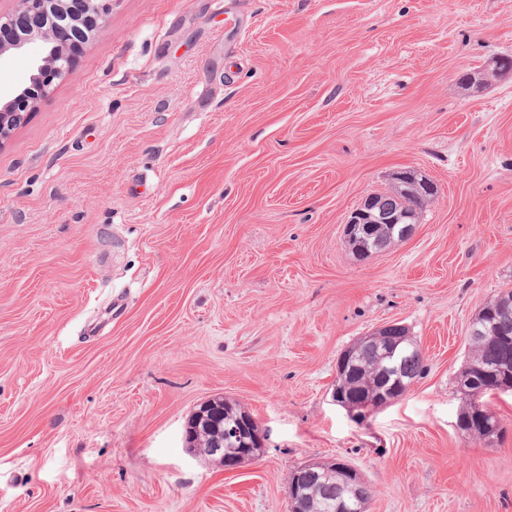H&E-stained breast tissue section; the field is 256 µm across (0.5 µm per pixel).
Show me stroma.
<instances>
[{
  "label": "stroma",
  "mask_w": 512,
  "mask_h": 512,
  "mask_svg": "<svg viewBox=\"0 0 512 512\" xmlns=\"http://www.w3.org/2000/svg\"><path fill=\"white\" fill-rule=\"evenodd\" d=\"M512 0H112L0 148V512H288L337 459L368 512H512L498 438L461 435L469 326L512 289ZM437 193L359 257L398 172ZM406 326L427 370L358 422L337 361ZM258 422L225 470L200 405ZM418 214L408 211L390 213L381 207L379 196L373 192L367 194L361 203L350 212L345 220L344 232L348 242L354 248L350 240L359 243L357 253L365 256L371 254L367 240L368 224H373L371 239L374 242L375 253H380L390 248L396 242V238L390 235L387 224L392 228L396 236L401 240L409 238L418 223ZM210 403H216L217 405L223 406L225 416L227 412L230 414L231 419L229 423L224 425V441L219 438L216 439L211 448L210 445L212 439L206 441V439L201 438L196 440L197 443L194 446L195 448H211L210 451L213 454L220 455L222 457L225 453L233 455L238 451L237 448L239 446L234 434L227 429L234 425L233 420L235 418H239V416L245 412H241V410L225 403L224 400H214ZM247 421L249 426L241 422L242 431H239V427L237 425L232 427L234 432L237 433L240 443L243 445L242 452L240 453V456L242 457L252 455L258 448H262L265 440V435L261 426L253 418H250V420L248 419ZM333 466L334 462L328 463V464H314V465H308L304 466L300 469L294 470L291 473L290 478L292 479L288 480V487H287V496H288V503H289V511L290 512H296L297 509V503L302 495V487L303 485L309 480L311 473L308 469L310 468L312 471H315L321 475L325 472L333 473ZM305 469V470H303ZM303 470V471H299ZM299 471V472H298Z\"/></svg>",
  "instance_id": "stroma-1"
}]
</instances>
